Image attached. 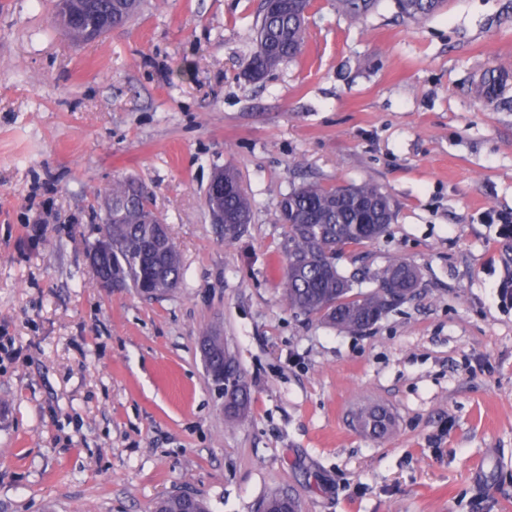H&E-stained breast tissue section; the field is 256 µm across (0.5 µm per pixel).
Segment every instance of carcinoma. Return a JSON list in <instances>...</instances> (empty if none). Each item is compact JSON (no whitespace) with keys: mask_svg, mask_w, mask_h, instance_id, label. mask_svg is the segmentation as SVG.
Instances as JSON below:
<instances>
[{"mask_svg":"<svg viewBox=\"0 0 512 512\" xmlns=\"http://www.w3.org/2000/svg\"><path fill=\"white\" fill-rule=\"evenodd\" d=\"M402 17L419 21L441 11L447 0H395ZM378 0H336V9L351 19L367 15ZM141 0H58L56 19L75 41L89 40L129 22L139 11ZM311 0H275L260 3L257 45L245 76L258 81L280 64L295 58L306 38L305 13ZM229 189L211 199V209L224 212V239L232 241L250 223L253 203L235 171L216 173ZM108 211L111 241H97L99 254L93 266L95 279H110L157 296L177 288L183 277L179 250L170 235L158 240V225L146 220L153 215L144 187L116 180L109 191ZM278 220L287 228L283 296L288 308L322 319L336 329L358 334L374 326L384 315L407 300L416 288L415 269L399 257L370 272L373 287L353 292V280L338 268L345 249L381 237L394 219V205L382 189L363 182L326 187L303 183L282 195L277 204ZM506 242L500 258L505 270L503 292L512 297V225H506ZM205 367L224 374V391L235 393L226 404L228 424L247 419L248 393L241 370L224 344V337L208 333L202 337ZM356 419L361 427L381 436L386 415L377 407L361 409ZM183 497L161 498L156 512H185Z\"/></svg>","mask_w":512,"mask_h":512,"instance_id":"obj_1","label":"carcinoma"}]
</instances>
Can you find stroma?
<instances>
[{"label":"stroma","instance_id":"1","mask_svg":"<svg viewBox=\"0 0 512 512\" xmlns=\"http://www.w3.org/2000/svg\"><path fill=\"white\" fill-rule=\"evenodd\" d=\"M260 0H143L87 42L55 0H0V512H512V0L428 19L313 0L301 53L244 78ZM503 75L487 94L485 73ZM231 167L253 201L225 241L206 206ZM149 192L183 259L152 298L88 261L112 182ZM371 181L387 232L338 261L370 289L397 256L412 299L347 334L283 300L282 194ZM250 393L228 428L202 336ZM385 409L382 437L352 421ZM506 242L502 245L500 258L505 270V275L501 284V288L506 295L512 299V225L505 224Z\"/></svg>","mask_w":512,"mask_h":512}]
</instances>
